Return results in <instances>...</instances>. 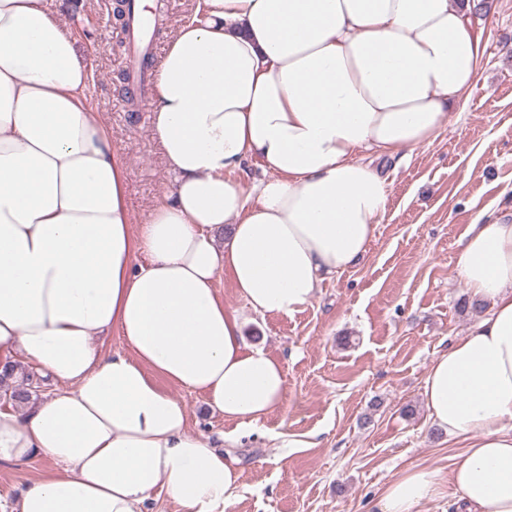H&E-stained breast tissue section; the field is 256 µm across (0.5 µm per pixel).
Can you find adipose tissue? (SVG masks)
I'll return each instance as SVG.
<instances>
[{
  "label": "adipose tissue",
  "instance_id": "adipose-tissue-1",
  "mask_svg": "<svg viewBox=\"0 0 512 512\" xmlns=\"http://www.w3.org/2000/svg\"><path fill=\"white\" fill-rule=\"evenodd\" d=\"M477 0H203L172 34L153 133L173 176L142 223L124 160L89 112L92 64L49 0H0V367L66 388L0 411V461L55 466L18 512H224L240 474L188 428L161 381L253 423L282 406L284 366L249 345L215 284L256 314L309 304L367 251L388 203L357 158L430 144L475 79ZM272 176L245 188V163ZM457 272L485 308L431 364L433 425L466 443L448 476L392 481L378 512L443 485L467 512H512V220H475ZM120 336L124 349L95 339Z\"/></svg>",
  "mask_w": 512,
  "mask_h": 512
}]
</instances>
